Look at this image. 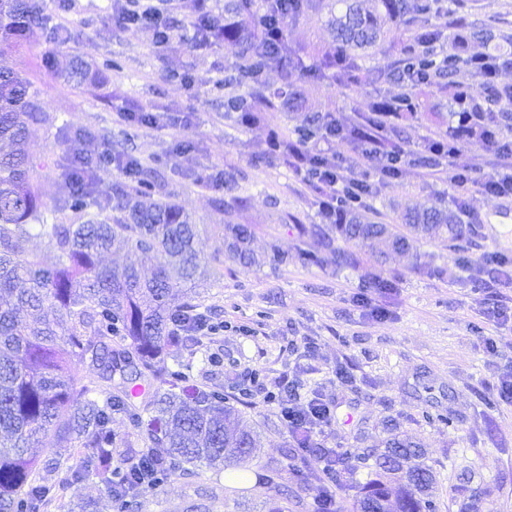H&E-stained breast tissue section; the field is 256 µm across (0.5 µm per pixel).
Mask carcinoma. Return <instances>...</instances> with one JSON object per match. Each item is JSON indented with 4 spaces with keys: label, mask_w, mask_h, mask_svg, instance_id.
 <instances>
[{
    "label": "carcinoma",
    "mask_w": 512,
    "mask_h": 512,
    "mask_svg": "<svg viewBox=\"0 0 512 512\" xmlns=\"http://www.w3.org/2000/svg\"><path fill=\"white\" fill-rule=\"evenodd\" d=\"M327 11L336 47L319 72L356 78L359 51L389 40L410 15L427 5L414 0H291L275 15L286 32L312 11ZM255 0H224V13H203L195 21L200 37L224 30V44L236 50L238 69L252 85L248 96H232L229 112H263L284 100L295 107L296 95L269 92L264 71L278 63L299 65L288 47L276 55L259 50L260 29L252 23ZM44 23L43 0H0V512H40L56 494V482L38 476L29 449L43 438L55 448H90L77 468H66L63 484L92 480L111 499L126 502L139 477L163 483L178 471L190 473L202 463L222 465L235 473L240 462L260 447L259 435L242 425L240 410L217 387L199 385L180 351L201 344L191 334L199 306L180 301L177 289L201 269L194 248L196 227L177 204L147 201L154 180L147 173L116 188L118 215L99 213L67 224L57 213L80 218L98 205L90 183L54 208L43 204L39 187L42 161L27 149L29 127L47 125L37 90L10 63L11 51L26 32ZM463 62L457 54L438 65L428 51L412 44L399 48L397 71L415 84L439 73L451 76ZM320 131L341 133L325 113L307 117L298 141L307 143ZM354 195L336 200L346 217L337 229L348 241L373 252L403 251L410 239L466 237L469 225L446 207L407 208L402 223L410 236L386 224L360 221ZM36 235L48 241L56 261L45 266L25 248ZM251 232L242 224L224 225L227 255L251 258ZM127 248L120 269L102 263L114 245ZM153 265L152 276L142 266ZM86 375L73 373V366ZM140 384V403L127 387ZM115 414L124 415L132 431L112 429ZM409 439L393 437L381 454L359 457L368 470L359 490V512H436L435 476Z\"/></svg>",
    "instance_id": "cac0c4a2"
}]
</instances>
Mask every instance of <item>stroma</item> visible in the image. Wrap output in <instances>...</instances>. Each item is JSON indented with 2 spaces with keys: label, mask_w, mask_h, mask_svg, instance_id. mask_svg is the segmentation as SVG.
Returning a JSON list of instances; mask_svg holds the SVG:
<instances>
[{
  "label": "stroma",
  "mask_w": 512,
  "mask_h": 512,
  "mask_svg": "<svg viewBox=\"0 0 512 512\" xmlns=\"http://www.w3.org/2000/svg\"><path fill=\"white\" fill-rule=\"evenodd\" d=\"M43 4V27L12 54L51 117L27 135L33 155L47 161L41 198L53 207L67 197L64 173L80 129L99 152L127 155L151 170L155 199L185 209L198 230L202 266L188 291L215 320L232 325L191 355L198 383L229 394L248 367L272 380L288 377L302 397L334 407V422L317 434L321 447L363 453L382 449L391 434L409 436L436 477L438 512H512V404L498 395L500 378L512 374V323L490 313L495 300L512 307V287L491 298L483 291L497 274L484 255L512 259V196L459 195L420 164L404 165L395 178L368 169L373 221L398 231L405 208L442 205L471 227L464 240H422L381 258L341 239L321 195L304 188L268 144L273 132L296 138L312 113H331L345 126L363 123L378 103L407 93L393 74L395 53L383 47L358 57V80L313 82L305 72L333 47L332 33L321 15L290 24L288 43L301 48L304 68L287 74L274 66L263 80L270 88L290 84L302 106L277 105L253 124L244 113L224 111L225 99L249 86L232 83L237 58L223 42L172 51L156 45L152 29L120 23L116 0ZM462 24L493 33L492 42L472 43L469 53L492 55L496 88L512 89V0H435L428 17L438 33L433 52H447ZM77 59L90 78L66 80ZM186 75L193 87L184 85ZM449 80L436 76L413 89L419 108L388 127L391 143L417 155L445 138L458 109ZM120 112L149 113L154 121L120 122ZM454 147L456 167L473 178L494 170V147L470 140ZM228 224L250 228L251 263L225 254ZM275 250L289 254L288 266L269 264ZM309 252L318 262L306 260ZM343 252L352 264H341ZM240 325L249 335L237 333ZM489 339L495 352L485 349ZM211 355L222 366L208 363ZM242 416L261 441L249 467L281 470L286 493L275 502L285 512H312L328 487L322 462L296 449L273 406L257 400L243 406ZM198 502L205 512H269L275 503L266 490L230 483L227 472L202 466L197 475L175 474L136 497L131 512H186Z\"/></svg>",
  "instance_id": "stroma-1"
}]
</instances>
